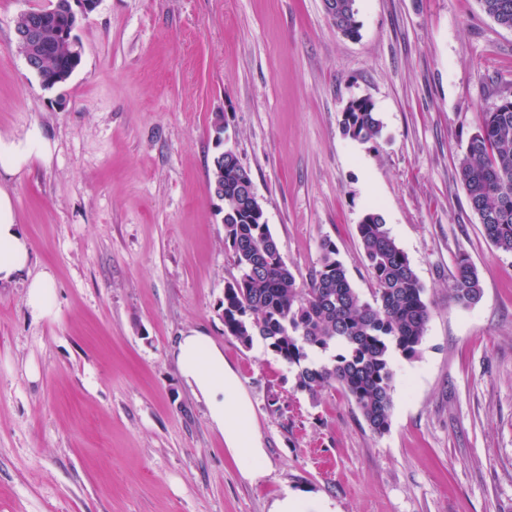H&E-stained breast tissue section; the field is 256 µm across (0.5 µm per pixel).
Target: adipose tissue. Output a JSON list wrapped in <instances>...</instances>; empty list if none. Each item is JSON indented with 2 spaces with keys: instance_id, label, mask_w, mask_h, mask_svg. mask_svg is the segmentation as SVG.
I'll list each match as a JSON object with an SVG mask.
<instances>
[{
  "instance_id": "obj_1",
  "label": "adipose tissue",
  "mask_w": 512,
  "mask_h": 512,
  "mask_svg": "<svg viewBox=\"0 0 512 512\" xmlns=\"http://www.w3.org/2000/svg\"><path fill=\"white\" fill-rule=\"evenodd\" d=\"M30 243L17 224L9 194L0 190V284L12 282L28 266ZM179 373L206 404L212 428L245 476L261 473L266 452L251 402L237 373L224 362L223 349L209 336L191 330L172 349Z\"/></svg>"
}]
</instances>
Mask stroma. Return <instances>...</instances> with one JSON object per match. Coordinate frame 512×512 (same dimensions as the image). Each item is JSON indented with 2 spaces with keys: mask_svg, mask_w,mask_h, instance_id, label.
Returning <instances> with one entry per match:
<instances>
[{
  "mask_svg": "<svg viewBox=\"0 0 512 512\" xmlns=\"http://www.w3.org/2000/svg\"><path fill=\"white\" fill-rule=\"evenodd\" d=\"M0 0V141L48 151L0 172L32 244L0 285V512H270L284 491L334 512H512V254L483 235L458 174L476 115L512 95V30L479 0H356L357 38L324 0H100L80 66L44 88ZM370 99L380 135H344ZM250 172L298 281L335 243L363 299L357 226L377 208L425 288L418 356L393 360L387 433L340 391L319 406L261 341L225 335L236 270L214 156ZM483 298L448 300L455 259ZM49 271L58 313L34 318ZM212 337L238 374L267 456L245 478L171 350ZM25 304L35 318L56 314V296L53 276L45 271L31 278L26 285Z\"/></svg>",
  "mask_w": 512,
  "mask_h": 512,
  "instance_id": "35a3bbf8",
  "label": "stroma"
}]
</instances>
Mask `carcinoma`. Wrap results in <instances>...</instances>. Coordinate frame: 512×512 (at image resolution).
Returning a JSON list of instances; mask_svg holds the SVG:
<instances>
[{
	"label": "carcinoma",
	"instance_id": "cac0c4a2",
	"mask_svg": "<svg viewBox=\"0 0 512 512\" xmlns=\"http://www.w3.org/2000/svg\"><path fill=\"white\" fill-rule=\"evenodd\" d=\"M356 0H324L336 31L359 35ZM483 11L512 29V0H480ZM70 0H56L47 25L66 24ZM47 59L37 77L76 70L82 59L63 47L44 48ZM477 132L459 160L458 172L468 203L484 236L499 251L512 253V96L494 110L480 112ZM382 122L368 99L351 102L342 112V130L353 140L376 138ZM224 169V233L237 276L224 288V335L250 347L260 340L288 368L296 370V389L317 402L323 392L339 390L355 405L368 427L382 435L390 429L393 409L392 361L395 355L415 358L423 342L431 310L407 254L387 227L382 212L367 211L357 234L376 288L365 301L353 287L336 245L321 243L320 267L299 288L281 257L269 225L261 224L244 205L253 184L236 153L227 149L213 161ZM483 288L470 258L457 256L450 300L461 307L477 304Z\"/></svg>",
	"mask_w": 512,
	"mask_h": 512
}]
</instances>
